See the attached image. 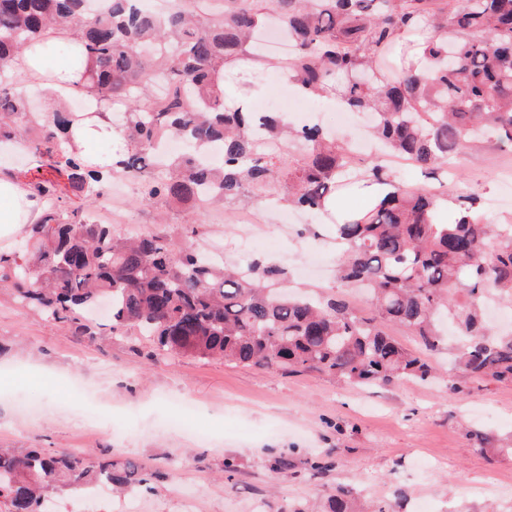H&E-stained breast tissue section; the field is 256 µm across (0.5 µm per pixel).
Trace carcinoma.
Here are the masks:
<instances>
[{"mask_svg":"<svg viewBox=\"0 0 512 512\" xmlns=\"http://www.w3.org/2000/svg\"><path fill=\"white\" fill-rule=\"evenodd\" d=\"M91 2L0 0V145L25 144L45 171L26 182L42 213L25 248L0 251L1 288L79 336L99 335L89 311L106 301L111 333L136 327L158 352L325 373L363 387L429 381L432 367L386 326L407 328L433 351L449 319L461 339L451 392L469 379L512 383V334L491 335L483 314L490 295L512 301V224L486 223L474 194L458 198L459 219L441 222L436 211L448 161L488 131L512 149V0H170L160 15L142 11L140 0ZM271 23L293 44L285 60L260 52ZM67 28L79 36L74 87L124 106L113 125L125 151L108 170L68 148L78 111L53 98L34 110L12 70L24 49L41 55L50 32ZM242 61L254 75L280 69L305 96L339 89L348 109L372 117L383 155L366 159L362 180L391 192L335 225L343 245L336 294H290L277 266L255 260L245 272L191 246L175 249L164 231L126 238L92 220L105 185L123 175L140 179L139 206L181 209L197 221L208 204L249 206L272 195L324 214L343 195L340 178L356 164L351 149L317 124L269 115L265 133L307 151L265 154L257 113L224 105L220 83ZM173 138L189 151L156 153ZM213 149L219 157L202 161ZM393 157L413 161L438 188L407 186ZM348 288L366 292L370 316L357 314ZM472 440L479 454L504 452L487 433ZM143 470L74 451L0 448V508L43 512L56 484L124 488L145 482ZM325 512H356L354 489L333 488Z\"/></svg>","mask_w":512,"mask_h":512,"instance_id":"obj_1","label":"carcinoma"}]
</instances>
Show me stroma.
Listing matches in <instances>:
<instances>
[{
  "label": "stroma",
  "mask_w": 512,
  "mask_h": 512,
  "mask_svg": "<svg viewBox=\"0 0 512 512\" xmlns=\"http://www.w3.org/2000/svg\"><path fill=\"white\" fill-rule=\"evenodd\" d=\"M512 151L496 136L456 160L440 202L479 194L491 223L512 224V184L502 166ZM136 190L113 203L121 234L154 229L156 212L136 205ZM303 235L279 238L266 216L264 247H232L226 262L261 256L290 274L291 287L319 294L334 286L339 247L328 217L304 213ZM136 332L103 342L73 336L62 325L23 309L0 288V447L22 452L78 449L161 472L151 487L124 493L59 485L47 496L54 512H180V496H198L197 512H313L338 484L363 499L395 502L403 512H512V383L473 381L450 391L445 344L430 353L440 369L429 383L402 380L356 387L326 374L270 372L220 360L161 354L139 358ZM198 407L189 428L161 419L172 399ZM492 432L502 454L472 451L469 431ZM326 457L330 466L310 462ZM238 472L224 478V461ZM286 465L275 469L274 462Z\"/></svg>",
  "instance_id": "stroma-1"
}]
</instances>
